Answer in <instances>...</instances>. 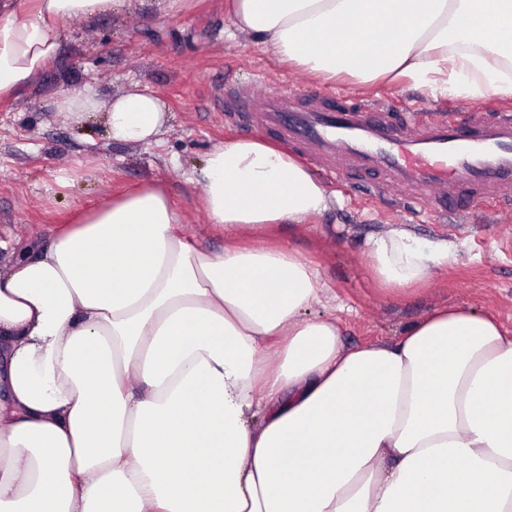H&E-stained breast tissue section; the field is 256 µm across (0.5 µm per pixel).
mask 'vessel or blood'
Instances as JSON below:
<instances>
[{
  "mask_svg": "<svg viewBox=\"0 0 512 512\" xmlns=\"http://www.w3.org/2000/svg\"><path fill=\"white\" fill-rule=\"evenodd\" d=\"M224 110L292 143L323 178L381 171L377 190L419 199L440 220L512 205V114L473 103L443 115L291 87L224 85Z\"/></svg>",
  "mask_w": 512,
  "mask_h": 512,
  "instance_id": "vessel-or-blood-1",
  "label": "vessel or blood"
}]
</instances>
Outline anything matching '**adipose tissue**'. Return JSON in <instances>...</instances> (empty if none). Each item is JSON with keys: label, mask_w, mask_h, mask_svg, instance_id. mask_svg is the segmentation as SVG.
I'll list each match as a JSON object with an SVG mask.
<instances>
[{"label": "adipose tissue", "mask_w": 512, "mask_h": 512, "mask_svg": "<svg viewBox=\"0 0 512 512\" xmlns=\"http://www.w3.org/2000/svg\"><path fill=\"white\" fill-rule=\"evenodd\" d=\"M126 0H0V98L58 56L59 30ZM289 66L362 87L512 95V0H225ZM118 142L153 145L162 99L63 94ZM204 208L231 239L204 252L149 182L78 214L0 267V512H512V331L441 307L392 343L344 348L311 317L323 283L259 240L336 198L294 154L228 139ZM252 234L245 246L239 238ZM382 288L448 267L447 240L391 225L367 242Z\"/></svg>", "instance_id": "1"}]
</instances>
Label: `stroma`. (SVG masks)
Returning <instances> with one entry per match:
<instances>
[{"instance_id": "1", "label": "stroma", "mask_w": 512, "mask_h": 512, "mask_svg": "<svg viewBox=\"0 0 512 512\" xmlns=\"http://www.w3.org/2000/svg\"><path fill=\"white\" fill-rule=\"evenodd\" d=\"M270 86L309 85L310 77L286 68L263 44L224 36V0H194L181 12L165 0H132L125 10L67 26L61 52L16 98L0 100V238L17 247L48 243L78 213L129 186L166 184L182 217L179 231L200 250L224 248L223 228L210 223L193 173L227 138L249 133L224 118L219 89L225 77ZM94 87L102 104L138 88L169 108L160 143L144 147L110 139L103 115L75 123L56 112L65 92ZM349 98L394 101L423 109H458L467 98L421 89L345 81L326 83ZM379 173L328 183L341 206L310 223L274 235L275 242L306 255L327 287L312 314L335 315L345 346L389 343L437 307H468L496 317L512 330V212L478 224H437L416 206L353 193ZM404 224L423 242L456 246L447 270L425 288L399 296L371 278L366 242L388 225Z\"/></svg>"}]
</instances>
